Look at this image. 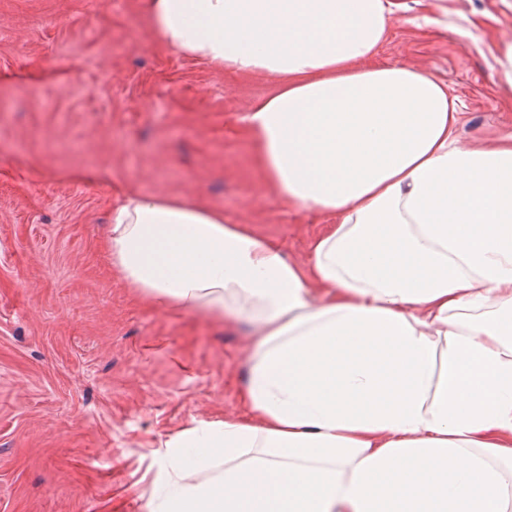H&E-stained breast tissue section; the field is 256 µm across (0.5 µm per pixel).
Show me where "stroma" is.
Returning a JSON list of instances; mask_svg holds the SVG:
<instances>
[{
    "label": "stroma",
    "instance_id": "35a3bbf8",
    "mask_svg": "<svg viewBox=\"0 0 512 512\" xmlns=\"http://www.w3.org/2000/svg\"><path fill=\"white\" fill-rule=\"evenodd\" d=\"M376 61L512 137V0H399ZM274 79L166 49L145 0H0V512H145L191 419L237 409L250 332L137 298L103 248L127 190L187 197L304 258L325 216L269 194L242 120Z\"/></svg>",
    "mask_w": 512,
    "mask_h": 512
}]
</instances>
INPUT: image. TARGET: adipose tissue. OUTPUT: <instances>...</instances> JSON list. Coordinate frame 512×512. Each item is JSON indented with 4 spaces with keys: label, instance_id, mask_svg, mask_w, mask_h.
Masks as SVG:
<instances>
[{
    "label": "adipose tissue",
    "instance_id": "1",
    "mask_svg": "<svg viewBox=\"0 0 512 512\" xmlns=\"http://www.w3.org/2000/svg\"><path fill=\"white\" fill-rule=\"evenodd\" d=\"M171 51L277 78L243 120L304 259L132 190L104 248L152 307L254 325L238 412L192 420L146 512H512V141L380 66L391 0H147Z\"/></svg>",
    "mask_w": 512,
    "mask_h": 512
}]
</instances>
